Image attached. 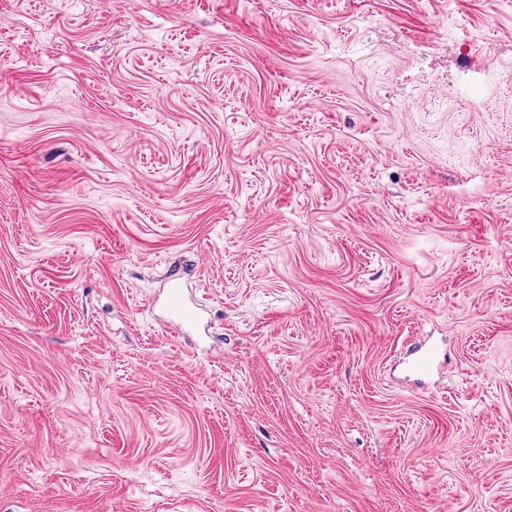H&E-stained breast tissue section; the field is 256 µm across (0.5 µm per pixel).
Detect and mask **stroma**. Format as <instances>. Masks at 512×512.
<instances>
[{
    "label": "stroma",
    "instance_id": "obj_1",
    "mask_svg": "<svg viewBox=\"0 0 512 512\" xmlns=\"http://www.w3.org/2000/svg\"><path fill=\"white\" fill-rule=\"evenodd\" d=\"M0 512H512V0H0ZM200 322L198 313L189 307L178 288H172L169 295V316L163 321L172 335H177L184 328L197 326ZM406 359L407 371L425 384L448 363V348L429 336H420L410 346Z\"/></svg>",
    "mask_w": 512,
    "mask_h": 512
}]
</instances>
